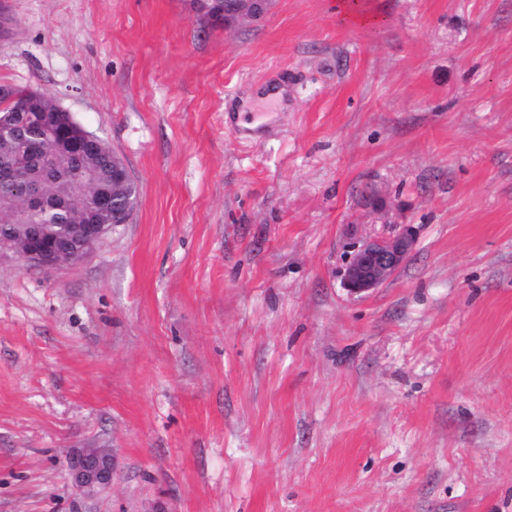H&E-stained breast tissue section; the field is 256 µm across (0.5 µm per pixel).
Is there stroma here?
<instances>
[{"mask_svg": "<svg viewBox=\"0 0 512 512\" xmlns=\"http://www.w3.org/2000/svg\"><path fill=\"white\" fill-rule=\"evenodd\" d=\"M369 3L0 0V85L140 192L79 262L0 258V512H512V0ZM218 0H191L195 16L205 18L216 24L228 26L245 21L260 19L267 11L269 0H234L233 9L228 12L224 7L218 8ZM336 12L346 24L356 26H375L380 22L378 15L369 11L361 0H338ZM15 93L14 105L0 109L1 124L7 119L14 120L17 125L24 120L25 128L44 133L48 146L59 155H68L81 144L103 147L102 141L76 121L71 112L57 105V112H51L48 97L28 89H15ZM415 232L410 224L390 237H368L354 247L342 274L344 288L361 295L390 281L408 262L415 246ZM112 451L109 448H77L69 459V475L76 488L94 495L112 483Z\"/></svg>", "mask_w": 512, "mask_h": 512, "instance_id": "stroma-1", "label": "stroma"}]
</instances>
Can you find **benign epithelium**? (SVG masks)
<instances>
[{"label": "benign epithelium", "instance_id": "benign-epithelium-1", "mask_svg": "<svg viewBox=\"0 0 512 512\" xmlns=\"http://www.w3.org/2000/svg\"><path fill=\"white\" fill-rule=\"evenodd\" d=\"M218 0H191L195 15L226 26L260 19L269 0H234L228 11L217 7ZM36 129L47 137L48 146L59 155H67L82 144L102 146V141L87 131L72 113L58 107L54 112H29L24 128L0 129V142L15 149L14 161L0 166V182L21 188L20 199L28 209L44 204L43 180L34 177L26 160L23 129ZM77 245H59L48 240L37 224H29L26 238L20 244L0 239V253H12L27 262L45 268H57L86 258L99 241L112 230L110 224H83ZM415 246V232L410 224L390 237H368L354 247L342 274L344 288L361 295L390 281L408 262ZM112 449L85 447L76 449L69 459V475L76 488L93 495L112 483Z\"/></svg>", "mask_w": 512, "mask_h": 512}]
</instances>
